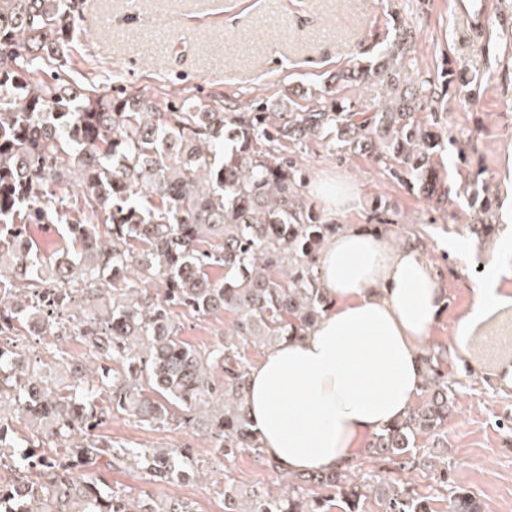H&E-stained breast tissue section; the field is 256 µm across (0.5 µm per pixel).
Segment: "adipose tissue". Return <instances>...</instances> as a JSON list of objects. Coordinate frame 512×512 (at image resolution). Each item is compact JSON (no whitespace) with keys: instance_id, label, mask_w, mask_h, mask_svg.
I'll return each mask as SVG.
<instances>
[{"instance_id":"adipose-tissue-1","label":"adipose tissue","mask_w":512,"mask_h":512,"mask_svg":"<svg viewBox=\"0 0 512 512\" xmlns=\"http://www.w3.org/2000/svg\"><path fill=\"white\" fill-rule=\"evenodd\" d=\"M319 277L335 307L303 339L270 349L248 378L264 451L291 473L343 468L365 437L408 411L421 385L419 349L443 305L417 251L359 229L329 238ZM497 278L491 269L480 282L458 346L499 307Z\"/></svg>"}]
</instances>
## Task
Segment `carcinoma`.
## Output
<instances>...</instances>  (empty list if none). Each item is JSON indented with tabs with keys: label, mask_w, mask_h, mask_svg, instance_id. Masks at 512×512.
Listing matches in <instances>:
<instances>
[{
	"label": "carcinoma",
	"mask_w": 512,
	"mask_h": 512,
	"mask_svg": "<svg viewBox=\"0 0 512 512\" xmlns=\"http://www.w3.org/2000/svg\"><path fill=\"white\" fill-rule=\"evenodd\" d=\"M78 0H0V320L5 333L38 325L80 330L96 363L64 351L54 365L0 340V467L22 477L0 484V512H191L177 498L106 489L104 469L133 467L154 483L200 478L187 448H129L94 435L116 412L148 426L197 427L225 458L263 456L247 406L244 343L274 346L305 336L330 310L318 260L343 230L305 198L296 149L316 145L387 165L428 198L441 188L436 157L454 140L417 123L424 95L391 62L400 41L336 72L335 94L315 103L262 101L252 109L197 97L157 101L127 89H73L43 64L61 61L74 38ZM382 84L374 112L340 94ZM466 191L483 211L488 200ZM74 195L85 221L58 210ZM66 224L73 250L48 255L35 224ZM224 269L219 277L213 269ZM235 314L224 340L203 353L179 334L181 315ZM425 399L371 443L397 472L420 465L415 438L448 422L455 389L433 352L420 355ZM224 376L217 377L215 367ZM24 425L21 431L15 423ZM277 490L224 482V512H431L430 501L347 469L288 473ZM450 512H484L463 486Z\"/></svg>",
	"instance_id": "cac0c4a2"
}]
</instances>
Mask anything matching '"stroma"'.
<instances>
[{
	"mask_svg": "<svg viewBox=\"0 0 512 512\" xmlns=\"http://www.w3.org/2000/svg\"><path fill=\"white\" fill-rule=\"evenodd\" d=\"M457 0H81L77 36L69 49L65 77L70 86L124 87L157 99L221 95L248 106L281 96L312 98L330 73L351 67L393 40L394 23L410 33L411 70L430 89L446 87L442 103L417 113L421 125L439 123L464 143L469 168L482 172L492 202L489 212L470 207L456 172L455 150L438 161L451 188L439 203L410 193L383 164L368 157L332 155L322 148L298 153L307 172L305 194L324 205L322 186L343 182L352 190L337 223L361 228L387 225V238L414 247L428 262L443 307L424 346L440 353V364L457 389L456 405L439 437L419 435L423 453L448 462L447 476L422 465L398 475L393 464L359 449L357 474L400 482L429 498L432 512H448L449 489L466 486L488 512H512V392L495 383L502 360L512 353V253L498 245L512 237V223L499 221L512 198V0H492L507 26L492 24L486 39L468 38L455 23ZM466 76V86L446 84L443 74ZM493 224L491 234L475 225ZM461 239V252L448 242ZM499 270L501 305L475 330L466 347L454 338L476 302L475 286L486 267ZM235 316L219 312L184 317L179 333L187 343L209 351ZM20 350L44 353L63 347L76 362L92 365L90 345L71 330L34 340L17 332ZM97 435L133 448H188L204 480L154 484L143 473L115 469L106 475L117 492L148 491L191 504L193 512H224L225 479L245 487L273 489L279 476L250 451L222 457L209 438L193 428L149 427L115 415Z\"/></svg>",
	"mask_w": 512,
	"mask_h": 512,
	"instance_id": "1",
	"label": "stroma"
}]
</instances>
